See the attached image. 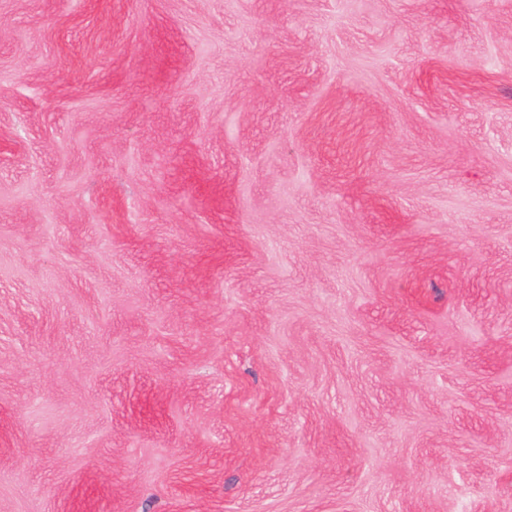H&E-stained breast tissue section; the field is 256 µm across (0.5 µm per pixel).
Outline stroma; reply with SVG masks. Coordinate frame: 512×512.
Wrapping results in <instances>:
<instances>
[{
    "instance_id": "35a3bbf8",
    "label": "stroma",
    "mask_w": 512,
    "mask_h": 512,
    "mask_svg": "<svg viewBox=\"0 0 512 512\" xmlns=\"http://www.w3.org/2000/svg\"><path fill=\"white\" fill-rule=\"evenodd\" d=\"M0 512H512V0H0Z\"/></svg>"
}]
</instances>
